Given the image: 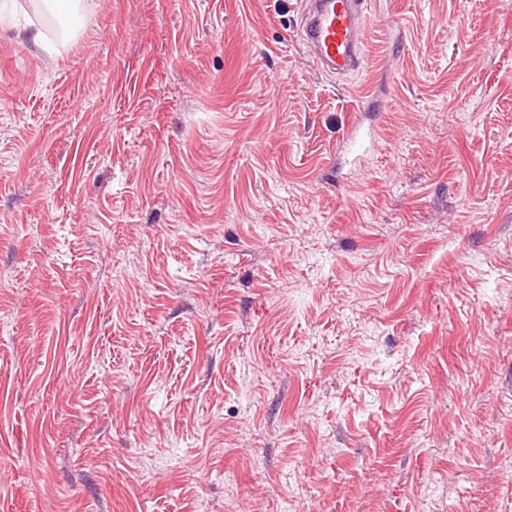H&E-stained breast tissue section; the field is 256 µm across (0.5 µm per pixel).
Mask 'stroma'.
Here are the masks:
<instances>
[{
    "label": "stroma",
    "mask_w": 512,
    "mask_h": 512,
    "mask_svg": "<svg viewBox=\"0 0 512 512\" xmlns=\"http://www.w3.org/2000/svg\"><path fill=\"white\" fill-rule=\"evenodd\" d=\"M82 8L0 0V512H512V0ZM367 0H308L303 36L332 73L358 69L368 35Z\"/></svg>",
    "instance_id": "stroma-1"
}]
</instances>
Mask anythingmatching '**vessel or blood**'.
<instances>
[{"label":"vessel or blood","instance_id":"vessel-or-blood-1","mask_svg":"<svg viewBox=\"0 0 512 512\" xmlns=\"http://www.w3.org/2000/svg\"><path fill=\"white\" fill-rule=\"evenodd\" d=\"M367 0H307L303 36L330 71L358 69L368 35Z\"/></svg>","mask_w":512,"mask_h":512}]
</instances>
